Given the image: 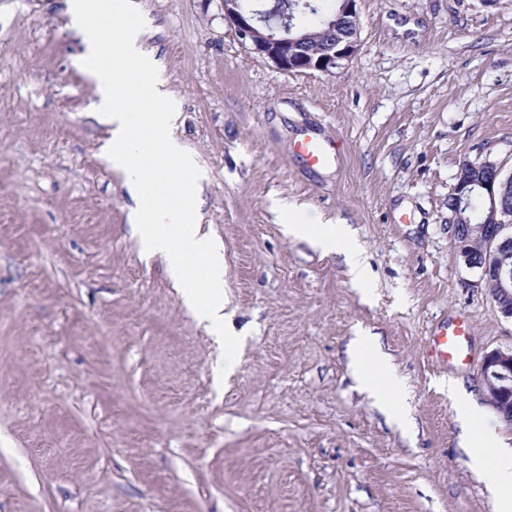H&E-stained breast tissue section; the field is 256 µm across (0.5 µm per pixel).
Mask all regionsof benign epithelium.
I'll return each instance as SVG.
<instances>
[{
	"label": "benign epithelium",
	"mask_w": 512,
	"mask_h": 512,
	"mask_svg": "<svg viewBox=\"0 0 512 512\" xmlns=\"http://www.w3.org/2000/svg\"><path fill=\"white\" fill-rule=\"evenodd\" d=\"M220 10L232 32L243 41L248 52L272 64L282 73H319L333 75L357 51L360 31L359 0H341V10L332 24L333 38L326 42L313 33L294 35L291 24L274 19L258 8L247 9L244 0H218ZM479 188L484 218L481 224L450 226L451 241L457 257L465 266L482 269L480 281L501 317L512 320V236L488 248L486 256L476 260L472 243L481 238L490 224L505 229L512 224V174L502 175L501 165L490 160L464 161L456 173L455 219L468 208ZM481 380L496 412L512 420V347L490 351L483 359Z\"/></svg>",
	"instance_id": "benign-epithelium-1"
}]
</instances>
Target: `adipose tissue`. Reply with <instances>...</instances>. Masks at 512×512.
I'll list each match as a JSON object with an SVG mask.
<instances>
[{"mask_svg": "<svg viewBox=\"0 0 512 512\" xmlns=\"http://www.w3.org/2000/svg\"><path fill=\"white\" fill-rule=\"evenodd\" d=\"M67 14L84 60L93 64L95 117L108 134L105 157L123 174L135 203L132 232L143 251L165 262L197 319L214 335H224V255L194 217L201 173L174 134L177 115L143 48L142 21L129 0H68ZM285 231L323 252L343 255L352 282H366V264L348 226L295 219ZM351 348L352 370L362 387L393 420L406 423L395 397L397 377L374 341L359 336ZM448 394L471 471L491 475L487 491L496 512H512V451L502 449L496 429L473 400L460 395L456 381H449Z\"/></svg>", "mask_w": 512, "mask_h": 512, "instance_id": "ef3b65f1", "label": "adipose tissue"}]
</instances>
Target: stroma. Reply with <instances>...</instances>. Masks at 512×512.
<instances>
[{"instance_id": "35a3bbf8", "label": "stroma", "mask_w": 512, "mask_h": 512, "mask_svg": "<svg viewBox=\"0 0 512 512\" xmlns=\"http://www.w3.org/2000/svg\"><path fill=\"white\" fill-rule=\"evenodd\" d=\"M206 176L224 248V347L129 225L101 153L67 0H0V512H494L446 384L484 406V356L512 346L456 256L466 160L512 173V0H360L331 76L252 57L217 0H136ZM339 144L306 168L295 141ZM354 230L369 273L284 232L282 206ZM468 317L470 363L429 353ZM374 336L410 428L350 368Z\"/></svg>"}]
</instances>
